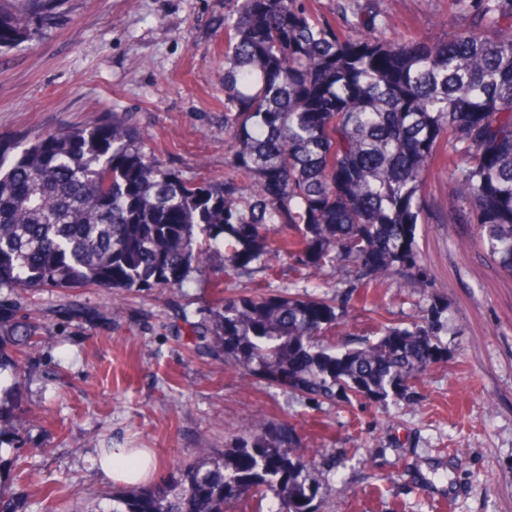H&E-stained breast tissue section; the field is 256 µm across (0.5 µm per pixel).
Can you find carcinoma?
Wrapping results in <instances>:
<instances>
[{"instance_id":"carcinoma-1","label":"carcinoma","mask_w":512,"mask_h":512,"mask_svg":"<svg viewBox=\"0 0 512 512\" xmlns=\"http://www.w3.org/2000/svg\"><path fill=\"white\" fill-rule=\"evenodd\" d=\"M344 24L305 0H234L224 13V177L197 181L144 151L118 116L49 132L13 152L0 140V290L94 286L181 288L215 254L224 278L289 256L305 280L329 263L356 276L344 300L378 308L379 287L425 295L416 226L431 168L448 166L450 210L476 225L480 245L512 274V0H455L465 30L438 43L380 40L378 13ZM36 35L0 0V50ZM336 306L255 287L228 295L192 325L191 343L310 402L384 401L415 394L447 347L448 305L385 323L380 335H326ZM45 327L0 295V370L21 384L20 359ZM14 409L0 398V447L19 449ZM289 423L256 421L217 453L198 449L178 475L112 496L109 512H228L243 498L277 512H316L322 484L297 456ZM58 512H93L47 484Z\"/></svg>"}]
</instances>
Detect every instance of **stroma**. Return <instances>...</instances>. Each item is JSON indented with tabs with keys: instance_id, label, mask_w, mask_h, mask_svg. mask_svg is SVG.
<instances>
[{
	"instance_id": "1",
	"label": "stroma",
	"mask_w": 512,
	"mask_h": 512,
	"mask_svg": "<svg viewBox=\"0 0 512 512\" xmlns=\"http://www.w3.org/2000/svg\"><path fill=\"white\" fill-rule=\"evenodd\" d=\"M375 2L387 24L375 37L428 43L468 27L453 0ZM229 0H54L41 31L0 51V137L30 142L115 112L138 127L148 151L187 178L224 174V13ZM453 180L433 167L428 219L416 244L434 292L448 304L447 358L411 399L351 406L300 401L186 346L188 324L216 298L219 263L182 288L95 287L17 295L21 314L48 329L17 393L15 425L41 449L26 481L5 480L21 500L47 478L86 506L111 508L127 485L93 464L104 448H144L157 478L223 448L254 420L287 421L323 483L316 512H512V275L475 241L474 225L448 211ZM295 294L290 265L228 283L229 292ZM378 311L351 308L336 338H374L381 323L421 319L428 300L387 284ZM77 304L93 319L65 320Z\"/></svg>"
}]
</instances>
